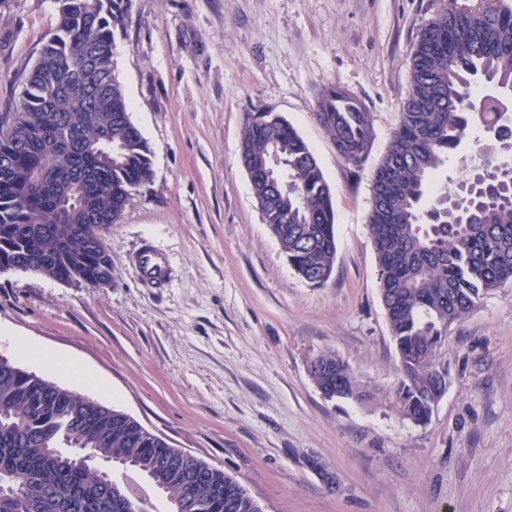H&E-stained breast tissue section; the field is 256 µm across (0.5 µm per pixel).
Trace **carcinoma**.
I'll use <instances>...</instances> for the list:
<instances>
[{
	"label": "carcinoma",
	"mask_w": 512,
	"mask_h": 512,
	"mask_svg": "<svg viewBox=\"0 0 512 512\" xmlns=\"http://www.w3.org/2000/svg\"><path fill=\"white\" fill-rule=\"evenodd\" d=\"M131 0H57L59 18L24 78L19 101L0 115V266L24 264L65 283L111 282L104 230L133 193L152 182L151 150L130 120L113 48ZM512 92V5L448 6L422 30L411 55L400 121L372 181L399 191L371 203L367 224L382 297L399 356L388 392L400 415L429 420L438 401L439 357L448 329L490 291L512 281V172L476 141L471 170L434 187L450 151L494 113L468 112L473 86ZM348 162L368 156L373 128L344 133L327 122ZM244 151L285 159L290 190L273 199L266 224L295 272L323 285L336 257L332 192L308 143L285 119L246 124ZM313 378L370 404L367 388L334 354ZM130 415L34 372L0 364V512H152L148 492L170 512H262L233 477L182 462Z\"/></svg>",
	"instance_id": "carcinoma-1"
}]
</instances>
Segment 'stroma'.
<instances>
[{
    "label": "stroma",
    "mask_w": 512,
    "mask_h": 512,
    "mask_svg": "<svg viewBox=\"0 0 512 512\" xmlns=\"http://www.w3.org/2000/svg\"><path fill=\"white\" fill-rule=\"evenodd\" d=\"M448 0H131L114 48L153 182L105 238L112 282L0 272V355L135 418L223 469L266 512H512V283L451 326L450 384L423 425L380 397L325 398L309 366L332 352L387 389L398 356L367 226L371 176L399 120L421 29ZM55 0H0V113L55 30ZM339 81L373 118L361 165L314 117ZM260 112L309 144L333 193L336 259L300 278L270 235L239 160ZM167 260L158 284L140 254ZM78 364L80 383L12 339Z\"/></svg>",
    "instance_id": "35a3bbf8"
}]
</instances>
